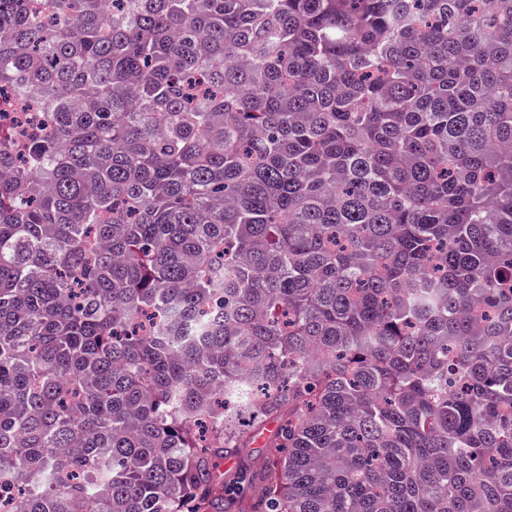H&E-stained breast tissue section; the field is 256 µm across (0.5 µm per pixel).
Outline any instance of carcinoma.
Masks as SVG:
<instances>
[{
  "mask_svg": "<svg viewBox=\"0 0 512 512\" xmlns=\"http://www.w3.org/2000/svg\"><path fill=\"white\" fill-rule=\"evenodd\" d=\"M2 87L0 506L512 512V0H0Z\"/></svg>",
  "mask_w": 512,
  "mask_h": 512,
  "instance_id": "obj_1",
  "label": "carcinoma"
}]
</instances>
